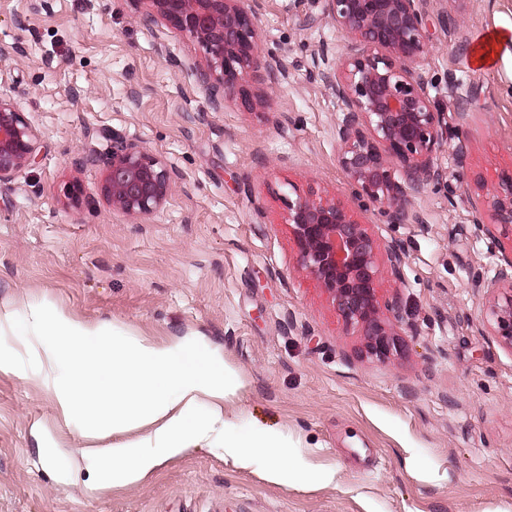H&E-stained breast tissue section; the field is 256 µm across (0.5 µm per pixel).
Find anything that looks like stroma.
I'll return each instance as SVG.
<instances>
[{
    "label": "stroma",
    "instance_id": "stroma-1",
    "mask_svg": "<svg viewBox=\"0 0 512 512\" xmlns=\"http://www.w3.org/2000/svg\"><path fill=\"white\" fill-rule=\"evenodd\" d=\"M264 44L288 67L272 108L211 111L184 60L203 50L171 25L140 23L131 0H0V96L43 133L37 163L0 186V301L37 302L128 338H174L224 354L238 390L224 415L275 431L305 481L271 482L265 451L247 469L206 445L145 479L95 491L69 480L85 441L39 383L22 334L0 335L18 371L0 375V512H512V350L487 332L480 286L512 229L476 231L468 195L512 174V69L479 68L474 47L512 21V0H430L418 72L449 127L470 115L463 156L416 196L402 224L360 214L401 241L399 350L362 351L318 282L297 264L290 198H348L337 163L341 104L316 79L321 51L355 53L324 0H258ZM456 94H449V81ZM136 139L176 172L147 219L112 209L104 131Z\"/></svg>",
    "mask_w": 512,
    "mask_h": 512
}]
</instances>
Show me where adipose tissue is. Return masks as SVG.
Returning <instances> with one entry per match:
<instances>
[{
	"instance_id": "1",
	"label": "adipose tissue",
	"mask_w": 512,
	"mask_h": 512,
	"mask_svg": "<svg viewBox=\"0 0 512 512\" xmlns=\"http://www.w3.org/2000/svg\"><path fill=\"white\" fill-rule=\"evenodd\" d=\"M512 63V24L490 29L478 44L474 63ZM22 323L29 350L42 354L43 382L59 418L78 424L87 439L82 459L97 484L141 480L162 461L203 444L219 443L241 468L252 466L253 449L268 454L269 480L284 482L294 472L275 432H237L224 417V397L237 381L222 352L179 339L158 344L130 338L114 342L113 328L75 320L42 304L17 310L0 302V332ZM140 430L136 442L123 441Z\"/></svg>"
}]
</instances>
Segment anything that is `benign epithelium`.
<instances>
[{"mask_svg": "<svg viewBox=\"0 0 512 512\" xmlns=\"http://www.w3.org/2000/svg\"><path fill=\"white\" fill-rule=\"evenodd\" d=\"M148 5L151 25L166 22L204 51L205 66H191L198 84L218 111L235 99L250 102V85L288 78L281 58L264 48L256 0H137ZM327 16L363 43L358 53L331 59L322 49L316 76L342 104L336 123L338 162L351 186V201L378 211L391 224L412 213V197L443 180L438 154L450 145L448 123L435 109L414 64L429 52L428 0H325ZM43 135L16 103L0 97V184L36 163ZM108 152L89 151L77 163L101 165V194L112 208L132 217L160 211L173 184V171L135 139L110 136ZM473 224L486 236L512 227V175L470 201ZM288 224L299 266L331 297L344 321L357 327L365 355L389 358L396 349L390 316L399 298L381 303V269L405 285V248L380 243L349 207L335 200L298 196L288 200ZM490 334L512 350V252L498 257L495 273L483 280Z\"/></svg>", "mask_w": 512, "mask_h": 512, "instance_id": "7a95c632", "label": "benign epithelium"}]
</instances>
